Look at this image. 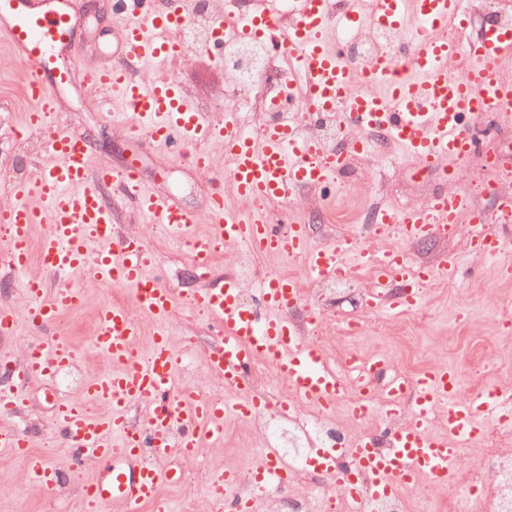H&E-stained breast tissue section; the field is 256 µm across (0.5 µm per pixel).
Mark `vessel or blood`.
Returning a JSON list of instances; mask_svg holds the SVG:
<instances>
[{
    "mask_svg": "<svg viewBox=\"0 0 512 512\" xmlns=\"http://www.w3.org/2000/svg\"><path fill=\"white\" fill-rule=\"evenodd\" d=\"M0 15L8 20L0 37L29 64L25 125L42 132L49 153L36 177L8 186L10 201L0 203V228L6 232L0 262L19 276L26 299L23 308L0 310V335H14L23 325L40 336L83 304L82 293L74 288H48V273L78 272L103 286L132 288L135 304L153 326L146 359H134L142 323L132 319L125 305L102 304L92 341L111 368L85 384L86 405L60 402L54 408L53 421L70 459L105 464L82 486L85 503L96 512L114 502L124 503L128 512L159 505L162 486L181 484L183 473L170 463L143 462L141 448L149 444L161 455L189 458L205 441L222 440L225 418L244 417L258 403L247 383V372L257 362H271L288 382L289 407L328 410L344 399L353 415L369 409L363 386L349 385L329 366L324 350L301 337L293 312L303 292L298 278L285 274L261 278V312L245 304L243 283L231 274L188 294L190 310L205 312L220 328L222 345L206 354L205 366L233 396L207 397L194 386L175 384L177 356L168 325L176 293L148 276L157 256L141 238L113 234L114 216L99 194L100 185L120 189L148 223L159 225L175 241H190L197 267L209 268L215 249L226 242L259 255L300 258L306 277L313 280L343 274L353 261L367 264L378 288L394 289L390 309L396 313L418 307L425 287L459 266L454 253L443 267L418 265L406 243L445 233L464 221L470 253L498 256L512 251V200L501 202L495 214L474 215L463 190L434 195L410 210H380L376 232L395 235L399 244L379 255L346 235L312 246L305 225L293 221L279 229L267 211L253 206L257 200L285 206L302 190L335 184L350 155L370 154L368 135L374 131L383 133L407 160L430 169L443 171L449 162L466 160L475 148L472 128L512 113V82L501 78L498 67L499 61L512 57V27L488 25L470 41H449V21L465 30L474 24L459 0H373L367 13L359 0H350L341 13L332 12L331 0H288L284 16L269 10L263 0L246 15L225 6L212 23L206 50L219 60L225 40L231 38L278 43L289 61V79L302 87L312 112L335 117L348 132L346 143L336 149L299 124L301 101L295 97L278 102L281 121L253 136L243 130L239 112L228 109L221 119H212L188 99L175 78L148 80L136 73L135 64L148 60L166 65L184 54L181 33L192 20L190 0H113L118 46L110 63L99 67L57 61L76 25L69 0H0ZM368 27L407 32L410 58L405 65L379 61L357 72L343 50L329 46L325 38L333 28L354 33ZM76 84L90 94H118L135 118L128 132L131 139L145 138L163 147L180 144L188 148L197 170L212 174L208 233L195 234L194 214L172 197L147 189L136 166L113 168L93 161L85 139L58 120V99ZM211 143L224 148V171L216 169L207 149ZM228 188L250 203L248 212L229 208L224 201ZM40 224L47 230L38 238L34 231ZM37 254L44 270L40 277L30 273ZM76 359L68 342L40 336L29 344L22 364L0 360L1 373L20 379L14 389L0 392V454L24 459L29 479L48 492L57 486L60 470L42 456L28 454V436L6 421L21 407L25 382L36 375L54 377ZM459 385V372L451 366L409 378L390 377L382 387L385 399L407 410L409 418L390 430L386 446L362 435L348 448L316 449L308 466L335 478L353 512H369L373 499L425 478L450 484V462L459 459L482 423L497 418L502 400L495 389L461 398ZM93 404L105 406V414L90 413ZM134 404L150 407L145 427L131 426L125 419ZM438 415L445 425L439 437L429 431ZM252 479L262 487L287 482L289 475L267 452ZM212 485L217 507L243 512L234 471L218 474Z\"/></svg>",
    "mask_w": 512,
    "mask_h": 512,
    "instance_id": "vessel-or-blood-1",
    "label": "vessel or blood"
}]
</instances>
